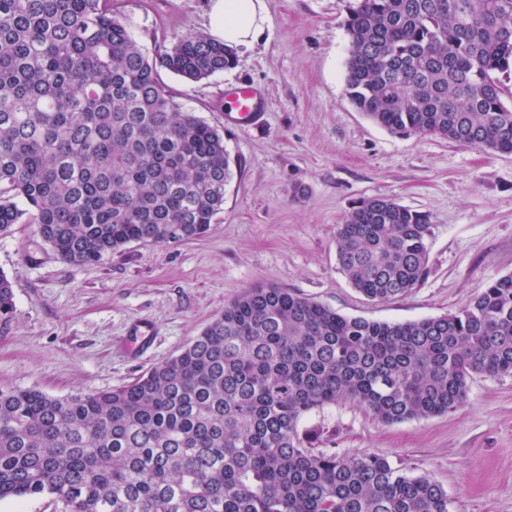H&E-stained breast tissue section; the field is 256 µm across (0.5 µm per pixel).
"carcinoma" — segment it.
Wrapping results in <instances>:
<instances>
[{"instance_id": "cac0c4a2", "label": "carcinoma", "mask_w": 512, "mask_h": 512, "mask_svg": "<svg viewBox=\"0 0 512 512\" xmlns=\"http://www.w3.org/2000/svg\"><path fill=\"white\" fill-rule=\"evenodd\" d=\"M345 93L400 136L512 153V0H348ZM232 49L189 34L149 58L112 0H0V235L34 224L66 263L205 234L232 178L224 136L177 104ZM430 215L363 198L336 255L370 300L428 273ZM14 309L0 272V322ZM512 375V274L410 322L347 317L258 285L179 354L111 391L0 389V502L54 512H449L446 490L386 458H344L301 430L354 402L386 424L465 403L474 373ZM52 510L53 506L46 497L33 498L23 503L0 502V512H53Z\"/></svg>"}]
</instances>
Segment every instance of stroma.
<instances>
[{
    "label": "stroma",
    "mask_w": 512,
    "mask_h": 512,
    "mask_svg": "<svg viewBox=\"0 0 512 512\" xmlns=\"http://www.w3.org/2000/svg\"><path fill=\"white\" fill-rule=\"evenodd\" d=\"M149 57L208 34L209 0H112ZM347 0H264L259 40L232 68L190 82L159 69L184 109L224 135L233 176L209 230L176 244L131 243L95 264L58 259L32 224L0 236L14 312L0 328V389L55 397L112 390L180 351L244 289L263 282L342 315L406 322L457 311L512 273V154L374 124L344 91ZM249 85L260 119L226 116L227 89ZM390 196L428 213L426 279L388 301L366 299L340 271L336 226L363 198ZM155 326L147 342L131 323ZM303 428L351 458L369 452L425 474L449 512H512V375H473L464 405L384 424L340 402Z\"/></svg>",
    "instance_id": "obj_1"
}]
</instances>
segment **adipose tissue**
<instances>
[{
  "label": "adipose tissue",
  "instance_id": "1",
  "mask_svg": "<svg viewBox=\"0 0 512 512\" xmlns=\"http://www.w3.org/2000/svg\"><path fill=\"white\" fill-rule=\"evenodd\" d=\"M265 21L263 0H211L209 26L217 41L231 46L252 44Z\"/></svg>",
  "mask_w": 512,
  "mask_h": 512
}]
</instances>
